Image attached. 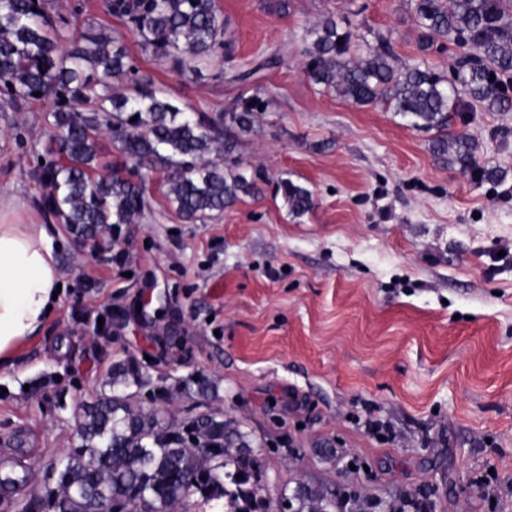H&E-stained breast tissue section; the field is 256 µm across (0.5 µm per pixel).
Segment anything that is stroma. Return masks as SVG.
Listing matches in <instances>:
<instances>
[{
    "label": "stroma",
    "instance_id": "1",
    "mask_svg": "<svg viewBox=\"0 0 512 512\" xmlns=\"http://www.w3.org/2000/svg\"><path fill=\"white\" fill-rule=\"evenodd\" d=\"M45 3L61 49L90 25L121 38L177 105L270 104L237 146L259 194L188 223L154 172L139 221L93 244L41 204L52 102L0 101V196L64 241L59 303L0 369V466L29 467L42 488L77 443L74 401L108 393L129 364L153 382L124 387L133 409L175 423L223 411L260 449L264 493L298 480L338 512L409 493L430 512H512V112L454 120L479 165L505 174L480 180L439 163L432 133L308 81L300 37L330 15L443 76L457 48L421 49L408 0H288L283 14L272 0H218L232 53L177 71L103 0ZM275 51L278 65L237 81ZM283 178L316 208L289 213ZM196 378L207 394L180 393Z\"/></svg>",
    "mask_w": 512,
    "mask_h": 512
}]
</instances>
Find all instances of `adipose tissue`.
Here are the masks:
<instances>
[{"label":"adipose tissue","mask_w":512,"mask_h":512,"mask_svg":"<svg viewBox=\"0 0 512 512\" xmlns=\"http://www.w3.org/2000/svg\"><path fill=\"white\" fill-rule=\"evenodd\" d=\"M10 208L0 202V367L50 318L62 282L52 228L7 220Z\"/></svg>","instance_id":"adipose-tissue-1"}]
</instances>
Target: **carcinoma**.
Segmentation results:
<instances>
[{"instance_id":"carcinoma-1","label":"carcinoma","mask_w":512,"mask_h":512,"mask_svg":"<svg viewBox=\"0 0 512 512\" xmlns=\"http://www.w3.org/2000/svg\"><path fill=\"white\" fill-rule=\"evenodd\" d=\"M410 2L426 45L444 39L464 50L450 76L425 59L399 61L386 39L374 48L331 16L305 29L302 73L356 105H383L434 132L440 162L496 181L498 171L479 167L476 141L456 131L453 119L464 96L489 112L512 110L499 82L512 73V12L504 0ZM105 7L176 69L230 50L216 0H105ZM60 38L44 0H0V94L13 103L53 101L49 152L58 160L44 166L43 203L78 237L92 240L112 224L135 223L153 171L167 172V197L188 223L258 193L235 155L236 137L252 131L269 100L253 96L230 112L181 108L139 74L119 39L88 29L62 53ZM105 135L119 161L102 174ZM278 189L297 215L315 206L312 191L291 180H280ZM130 377L144 382L130 366L112 373V394L86 406L77 445L50 464L52 485L18 500L17 512H102L107 504L112 512H173L194 496L224 501V512H268L257 487L258 454L243 435L200 423L195 435L210 452L189 447L183 428L127 406L120 387ZM233 439L240 445L230 448ZM332 509L328 496L301 489L299 512Z\"/></svg>"}]
</instances>
